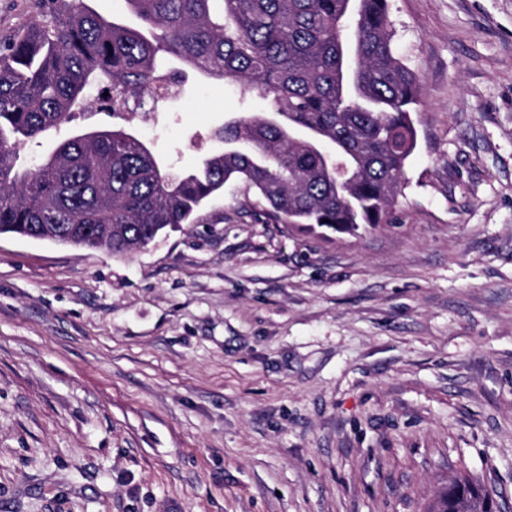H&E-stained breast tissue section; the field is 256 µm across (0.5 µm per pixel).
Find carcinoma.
I'll return each mask as SVG.
<instances>
[{"instance_id":"carcinoma-1","label":"carcinoma","mask_w":512,"mask_h":512,"mask_svg":"<svg viewBox=\"0 0 512 512\" xmlns=\"http://www.w3.org/2000/svg\"><path fill=\"white\" fill-rule=\"evenodd\" d=\"M108 19L88 0H37L38 19L0 41V235L48 236L128 256L191 224L239 184L289 224L354 234L388 222L416 148L418 73L393 45L389 0H123ZM179 61L265 103L212 137L224 149L173 176L126 114L168 92ZM93 88L115 119L72 134L33 167L25 142L72 122ZM108 95H103V92ZM496 512L494 492L456 479L432 512Z\"/></svg>"}]
</instances>
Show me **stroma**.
Instances as JSON below:
<instances>
[{
  "label": "stroma",
  "mask_w": 512,
  "mask_h": 512,
  "mask_svg": "<svg viewBox=\"0 0 512 512\" xmlns=\"http://www.w3.org/2000/svg\"><path fill=\"white\" fill-rule=\"evenodd\" d=\"M389 6L423 105L388 223L228 184L127 257L0 237V512L512 503V0ZM264 108L199 77L133 125L181 174ZM437 506L432 512H462V503L469 504L473 512H496L499 501L494 491L470 478L456 479L440 493Z\"/></svg>",
  "instance_id": "1"
}]
</instances>
